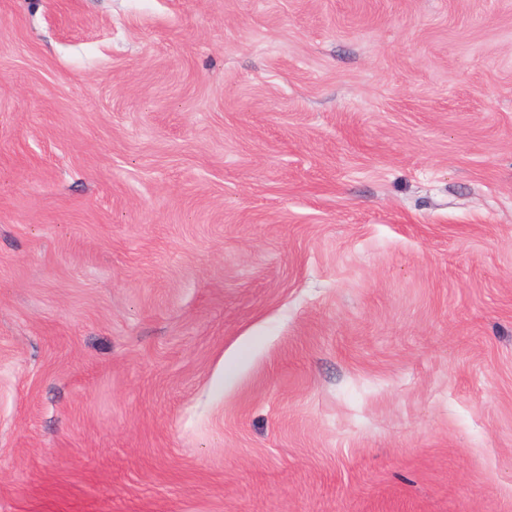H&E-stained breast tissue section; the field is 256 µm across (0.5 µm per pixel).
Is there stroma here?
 I'll list each match as a JSON object with an SVG mask.
<instances>
[{
	"mask_svg": "<svg viewBox=\"0 0 512 512\" xmlns=\"http://www.w3.org/2000/svg\"><path fill=\"white\" fill-rule=\"evenodd\" d=\"M0 512H512V0H0Z\"/></svg>",
	"mask_w": 512,
	"mask_h": 512,
	"instance_id": "obj_1",
	"label": "stroma"
}]
</instances>
